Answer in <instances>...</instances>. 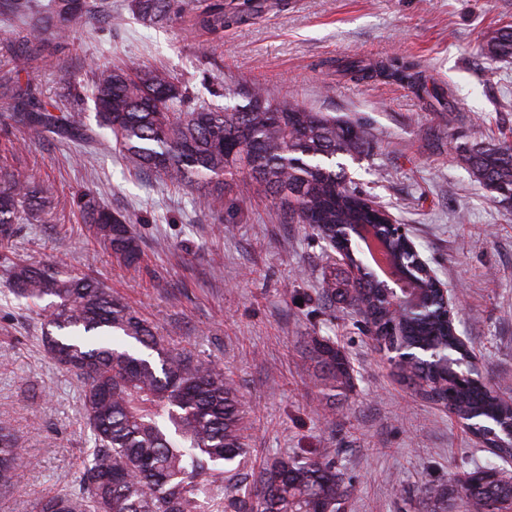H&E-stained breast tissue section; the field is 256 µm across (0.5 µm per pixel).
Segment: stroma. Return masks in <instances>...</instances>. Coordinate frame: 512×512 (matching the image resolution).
I'll list each match as a JSON object with an SVG mask.
<instances>
[{
  "instance_id": "stroma-1",
  "label": "stroma",
  "mask_w": 512,
  "mask_h": 512,
  "mask_svg": "<svg viewBox=\"0 0 512 512\" xmlns=\"http://www.w3.org/2000/svg\"><path fill=\"white\" fill-rule=\"evenodd\" d=\"M106 2L67 39L48 38L21 72L14 61L31 51L29 21L0 10V80L20 90L0 98V167L26 171L52 201L0 252V426L26 450L18 487L0 489V512H32L42 496L72 493L92 446L75 376L53 361L39 319L9 291L7 267L29 257L91 275L166 347L223 363L249 426L245 472L332 448L353 487L345 512H399L427 486L493 461L443 406L398 380L361 315L318 296L324 242L285 223L245 179L227 182L216 213L197 191L127 169L115 148L34 130L14 115L38 99L95 126L97 66L134 64L168 72L193 105L232 107L240 87L259 83L272 97L361 124L371 148L342 157L347 180L406 226L455 291V326L484 382L512 392V214L457 151L476 141L512 144V59L480 51L512 25V0H243L225 12L220 32L195 24L196 0H176L169 18L154 22L132 0ZM346 60H396L413 76L364 79L341 70ZM85 192L131 218L138 263L89 237L76 205ZM314 334L336 339L353 368L329 422L304 346Z\"/></svg>"
}]
</instances>
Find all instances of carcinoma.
Masks as SVG:
<instances>
[{"label":"carcinoma","mask_w":512,"mask_h":512,"mask_svg":"<svg viewBox=\"0 0 512 512\" xmlns=\"http://www.w3.org/2000/svg\"><path fill=\"white\" fill-rule=\"evenodd\" d=\"M173 0H138L144 19L165 16ZM90 14L87 0H51L50 27L32 25L26 41L38 51L45 31L67 32ZM201 26L224 28V4L203 0ZM491 60L512 58V27L494 32L483 47ZM99 127L110 132L126 165L152 170L174 187L201 191L211 206L224 197V179L240 174L271 199L290 223L306 224L329 249L346 246L343 225L380 224L369 197L345 182L336 156H353L368 145L360 125L339 123L262 88L237 92L245 104L215 109L190 107L179 83L159 70L102 66L95 73ZM18 118L48 127L71 140L94 137L75 114L20 112ZM475 180L512 210V145L475 142L459 148ZM43 212L51 200L39 195L19 169L0 171V249L11 245L20 208ZM88 232L129 264L139 259L131 221L86 195L79 201ZM397 259L414 257L405 242L389 236ZM13 293L27 300L41 320L52 359L76 377L93 447L69 495L42 497L36 512H342L353 494L336 465V449L312 457L281 456L258 473L241 472L247 430L238 391L221 363L202 361L161 346L153 328L127 302L87 277H63L30 261L11 266ZM321 294L341 299L362 313L380 350L448 355L394 363L400 379L440 403L448 414L499 457L512 445L473 421L512 420V396L479 379L458 375L461 351L449 322L420 313L393 316L384 282L366 270L343 287L325 278ZM313 375L325 411L353 384L346 352L325 336L306 337ZM25 458L12 431L0 426V488L18 481ZM512 512V475L488 463L469 472V482L430 487L416 504L421 512Z\"/></svg>","instance_id":"cac0c4a2"}]
</instances>
